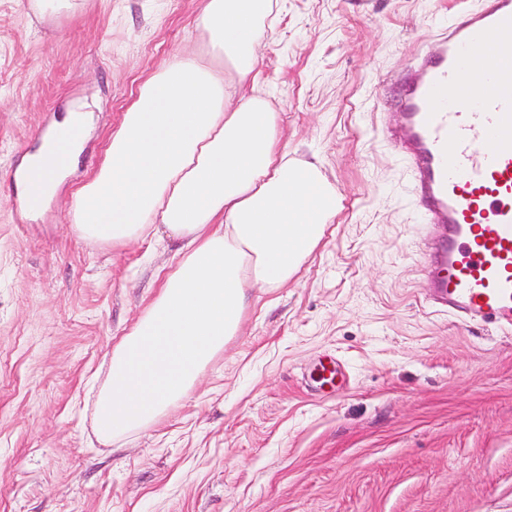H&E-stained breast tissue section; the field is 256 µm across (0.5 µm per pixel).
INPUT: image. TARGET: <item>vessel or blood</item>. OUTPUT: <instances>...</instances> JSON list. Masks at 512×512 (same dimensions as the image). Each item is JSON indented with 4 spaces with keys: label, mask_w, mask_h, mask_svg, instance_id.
I'll use <instances>...</instances> for the list:
<instances>
[{
    "label": "vessel or blood",
    "mask_w": 512,
    "mask_h": 512,
    "mask_svg": "<svg viewBox=\"0 0 512 512\" xmlns=\"http://www.w3.org/2000/svg\"><path fill=\"white\" fill-rule=\"evenodd\" d=\"M503 39L512 0H477L417 56L401 79L400 149L426 223L444 230L430 259L439 303L512 327V58L492 52Z\"/></svg>",
    "instance_id": "vessel-or-blood-1"
}]
</instances>
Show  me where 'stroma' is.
I'll list each match as a JSON object with an SVG mask.
<instances>
[{
    "instance_id": "obj_1",
    "label": "stroma",
    "mask_w": 512,
    "mask_h": 512,
    "mask_svg": "<svg viewBox=\"0 0 512 512\" xmlns=\"http://www.w3.org/2000/svg\"><path fill=\"white\" fill-rule=\"evenodd\" d=\"M475 2L274 0L256 93L340 205L288 284H246L238 332L187 393L106 444L112 350L181 243L82 239L74 194L169 61L227 68L205 0H0V512H512V328L430 299L404 130H380L399 75ZM70 106L90 116L83 153L30 213L16 171Z\"/></svg>"
}]
</instances>
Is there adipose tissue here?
I'll return each mask as SVG.
<instances>
[{"mask_svg":"<svg viewBox=\"0 0 512 512\" xmlns=\"http://www.w3.org/2000/svg\"><path fill=\"white\" fill-rule=\"evenodd\" d=\"M272 0H206L200 23L238 84L256 82L259 23ZM72 110L26 155L16 183L41 209L82 151ZM76 233L122 245L164 230L183 256L112 351L96 402L106 441L157 421L237 331L245 278L279 288L322 240L339 199L315 164L291 157L276 116L255 96L181 58L140 89L95 177L74 195Z\"/></svg>","mask_w":512,"mask_h":512,"instance_id":"obj_1","label":"adipose tissue"}]
</instances>
